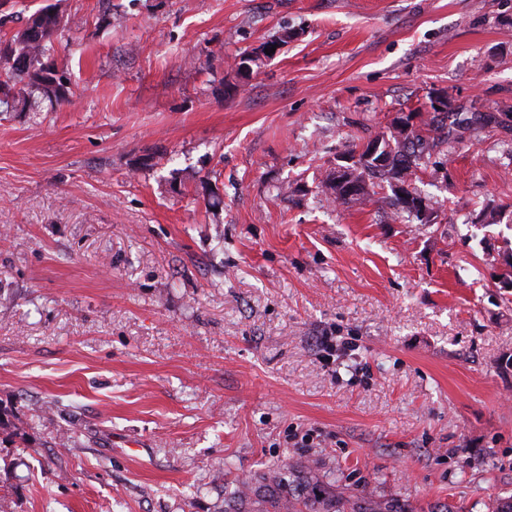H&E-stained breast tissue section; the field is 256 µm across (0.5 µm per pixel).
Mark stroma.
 <instances>
[{"mask_svg": "<svg viewBox=\"0 0 512 512\" xmlns=\"http://www.w3.org/2000/svg\"><path fill=\"white\" fill-rule=\"evenodd\" d=\"M57 5L68 100L0 108V512H223L296 462L512 496V0H0V45ZM435 96L497 121L413 179L433 228L336 203Z\"/></svg>", "mask_w": 512, "mask_h": 512, "instance_id": "stroma-1", "label": "stroma"}]
</instances>
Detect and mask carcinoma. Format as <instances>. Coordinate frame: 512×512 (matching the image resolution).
Here are the masks:
<instances>
[{"label":"carcinoma","mask_w":512,"mask_h":512,"mask_svg":"<svg viewBox=\"0 0 512 512\" xmlns=\"http://www.w3.org/2000/svg\"><path fill=\"white\" fill-rule=\"evenodd\" d=\"M63 23L60 7L32 15L25 29L15 35L5 47H0V64L7 72L25 76L32 88L50 101L69 100L64 76L43 61L48 44L58 34ZM457 120H448V113L436 107L422 120L421 126L406 135H390L387 146L388 163L371 162L353 167L345 173L346 182L372 186L391 182L394 176L407 183L415 171L425 166L424 156L447 141ZM382 203L407 222L420 221L406 210L397 194L385 196ZM224 512H402L392 501H377L369 496H346L336 491V482L309 465H283L245 481L224 500Z\"/></svg>","instance_id":"cac0c4a2"}]
</instances>
